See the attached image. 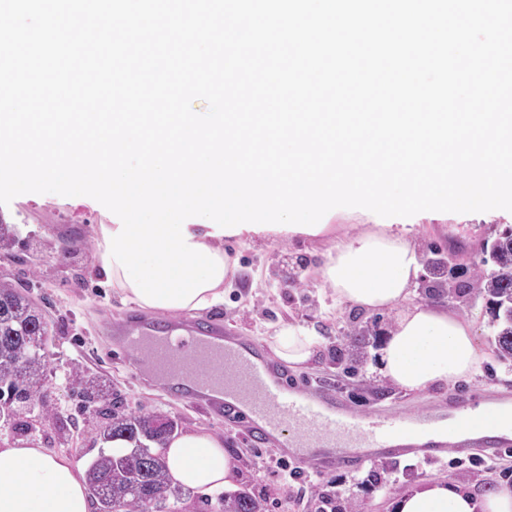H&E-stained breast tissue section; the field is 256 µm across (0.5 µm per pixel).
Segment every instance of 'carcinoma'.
Returning a JSON list of instances; mask_svg holds the SVG:
<instances>
[{"instance_id":"cac0c4a2","label":"carcinoma","mask_w":512,"mask_h":512,"mask_svg":"<svg viewBox=\"0 0 512 512\" xmlns=\"http://www.w3.org/2000/svg\"><path fill=\"white\" fill-rule=\"evenodd\" d=\"M480 261L474 264L472 274L480 288L478 294L495 306L498 330L495 334V353L501 360H512V228L481 245ZM426 264L435 278L426 295L448 299L454 305L465 296L463 285L457 279L465 272V265L456 262L455 254L444 258L432 250ZM41 313L28 296L12 284L0 282V401L5 403L36 402L41 404L44 417L56 415L43 390L47 358L34 357L35 343L42 336ZM353 351L336 348V367L346 376L359 374L362 349L366 347L365 331L353 324L344 332ZM73 387L89 398L102 402L95 411L99 417L100 437L128 439L135 444L128 453L102 452L88 466L87 485L96 505V512H153L161 508L169 493L166 461L160 451L167 437L178 424H169V430L157 425L155 415L127 414L120 402L110 400L109 382L98 377L77 375ZM211 508L215 512H263L262 500L247 491L233 495L219 494Z\"/></svg>"}]
</instances>
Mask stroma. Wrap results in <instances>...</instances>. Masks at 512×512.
<instances>
[{
    "label": "stroma",
    "instance_id": "obj_1",
    "mask_svg": "<svg viewBox=\"0 0 512 512\" xmlns=\"http://www.w3.org/2000/svg\"><path fill=\"white\" fill-rule=\"evenodd\" d=\"M97 213L96 207L75 209L63 199L39 206L16 198L0 205V215L17 228L19 238L8 253L0 255V280L33 296L45 315L52 342L44 388L60 410L58 417L37 421L35 432L27 436L0 422V444L26 441L66 457L77 468H87L106 444L92 420L94 404L69 381L70 375L79 371L89 377L111 379L112 391L126 410L166 415L177 421L180 430L197 429L219 436L236 465L239 489L265 498V512H320L334 490L360 505L363 512H392L395 496L423 479L450 480L480 493L505 484L507 475L512 474V454L488 457L478 467L467 464L452 470L447 460L431 461L423 453L407 452L357 470H327L302 488L284 485L274 469L255 466L257 449L241 426L207 414L192 402L164 394L149 375H136L127 368L125 355L113 345L107 326L137 313L138 308L90 275L97 252ZM453 223L484 228L482 239L466 243L462 260L469 265L479 260L482 240L494 239L504 228L512 227V218L483 212L458 213L446 224H414L410 236L420 257H428L429 246L447 248ZM64 239L70 242V252L60 250ZM335 241L332 235L225 241V250L238 259V271L224 287L223 303L208 308V315L222 317L225 326L259 342L282 322L302 324L318 337L320 345L309 363L289 368L290 378L319 382L327 391L339 390L356 397L361 409L413 416L455 393H472L482 402L512 401V360L505 362L497 357L496 323L485 301L471 293L453 310L472 323L477 341L487 354L477 374L427 392L400 390L381 379L375 356L377 345L372 342L358 377L337 376L336 349L348 347L342 331L351 319H359L370 332L384 334L395 314L337 304L332 289L318 274L323 253Z\"/></svg>",
    "mask_w": 512,
    "mask_h": 512
}]
</instances>
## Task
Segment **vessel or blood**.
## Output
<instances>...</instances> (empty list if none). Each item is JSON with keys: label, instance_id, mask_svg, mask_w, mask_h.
Returning <instances> with one entry per match:
<instances>
[{"label": "vessel or blood", "instance_id": "vessel-or-blood-1", "mask_svg": "<svg viewBox=\"0 0 512 512\" xmlns=\"http://www.w3.org/2000/svg\"><path fill=\"white\" fill-rule=\"evenodd\" d=\"M110 334L130 352L131 368L148 367L165 394L243 425L256 446L280 449L295 462L308 457L318 472L357 469L409 448L425 449L434 459L450 446L462 455L472 448L512 447L504 435L449 440L444 422L467 420L475 408L464 395L449 396L414 422L383 411L355 414L343 395L289 383L261 344L224 331L216 319L154 322L133 316L111 324Z\"/></svg>", "mask_w": 512, "mask_h": 512}]
</instances>
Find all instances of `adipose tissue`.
Instances as JSON below:
<instances>
[{
    "mask_svg": "<svg viewBox=\"0 0 512 512\" xmlns=\"http://www.w3.org/2000/svg\"><path fill=\"white\" fill-rule=\"evenodd\" d=\"M323 256L319 273L338 302L363 310H396L379 347V372L396 388L427 391L478 372L485 359L470 322L446 308L413 304L420 258L405 226L349 224ZM266 341L281 361L308 363L318 341L301 325L281 327ZM448 437L488 430L512 436V403L486 404L472 419L448 421ZM172 486L232 490L236 472L222 440L190 430L174 434L163 450ZM86 479L71 462L37 445L0 447V512H90ZM393 512H512V488L474 495L451 481L421 480L401 493Z\"/></svg>",
    "mask_w": 512,
    "mask_h": 512,
    "instance_id": "ef3b65f1",
    "label": "adipose tissue"
}]
</instances>
